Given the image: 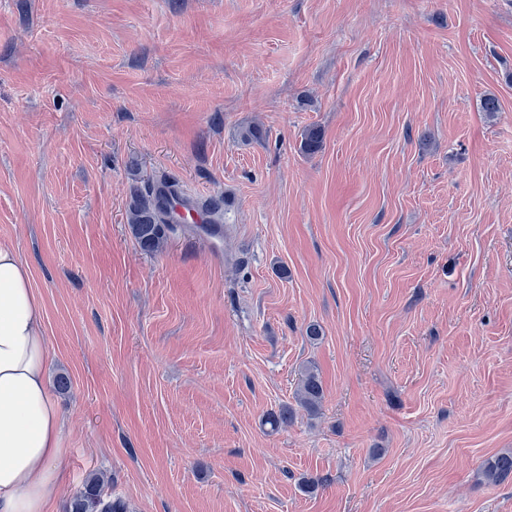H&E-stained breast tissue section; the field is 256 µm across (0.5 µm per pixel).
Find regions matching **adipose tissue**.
I'll return each mask as SVG.
<instances>
[{"label": "adipose tissue", "instance_id": "ef3b65f1", "mask_svg": "<svg viewBox=\"0 0 512 512\" xmlns=\"http://www.w3.org/2000/svg\"><path fill=\"white\" fill-rule=\"evenodd\" d=\"M43 315L27 265L0 246V512H44L56 484L64 421L46 377Z\"/></svg>", "mask_w": 512, "mask_h": 512}]
</instances>
